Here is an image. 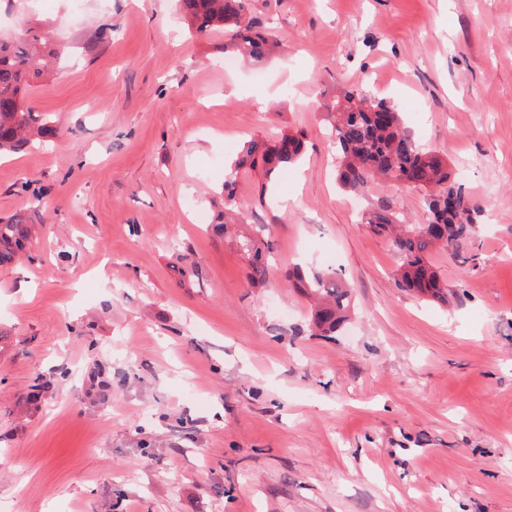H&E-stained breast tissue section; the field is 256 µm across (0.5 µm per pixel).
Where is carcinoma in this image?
Wrapping results in <instances>:
<instances>
[{
  "label": "carcinoma",
  "mask_w": 512,
  "mask_h": 512,
  "mask_svg": "<svg viewBox=\"0 0 512 512\" xmlns=\"http://www.w3.org/2000/svg\"><path fill=\"white\" fill-rule=\"evenodd\" d=\"M181 16L198 32L218 27L235 29L236 48L244 56L261 60L275 48L268 27L249 17V0H179ZM56 55L47 39L34 31L13 41L0 40V156L18 152L33 141L56 135L49 115L34 112L24 104L33 79L43 74L42 61ZM342 112H327L324 121L338 159L340 183L359 191L376 179L393 181L421 193L425 222L409 224L395 198L380 197L366 213L369 229L387 237L397 253L398 286L433 302H448L449 290L429 261L436 247L459 250L469 241L480 208L456 186L446 159L423 148L401 125L399 113L383 99L349 92ZM305 142L299 134H284L276 140L247 141L224 175V211L217 228L229 231L239 213L235 193L236 175L242 169L260 172L266 180L282 174L303 155ZM260 229L240 226L235 243L248 265V280L254 287L267 284L266 254L269 241ZM36 233V225L20 214L0 216V267L19 261ZM295 291L314 299L310 331L331 336L350 319L352 289L323 274L305 273L295 267L285 275Z\"/></svg>",
  "instance_id": "obj_1"
}]
</instances>
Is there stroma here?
<instances>
[{"label": "stroma", "mask_w": 512, "mask_h": 512, "mask_svg": "<svg viewBox=\"0 0 512 512\" xmlns=\"http://www.w3.org/2000/svg\"><path fill=\"white\" fill-rule=\"evenodd\" d=\"M250 12L282 49L224 69L230 31L188 35L176 0H0V38L66 49L26 97L57 136L0 158V214L40 226L0 268V506L512 512V0ZM348 91L395 106L485 210L431 255L450 305L397 288L361 221L388 195L421 223L420 195L337 181L322 113ZM296 131L305 156L268 195L238 176L271 244L254 288L211 222L245 139ZM296 264L351 285L336 337L311 335Z\"/></svg>", "instance_id": "1"}]
</instances>
